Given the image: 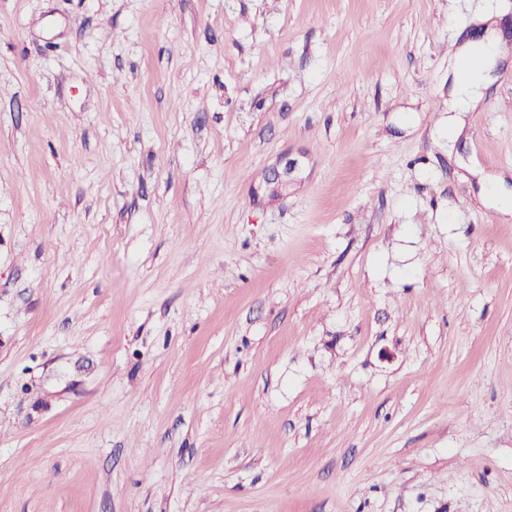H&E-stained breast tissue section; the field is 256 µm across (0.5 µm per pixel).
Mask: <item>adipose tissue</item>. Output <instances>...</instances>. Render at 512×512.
Instances as JSON below:
<instances>
[{
    "instance_id": "ef3b65f1",
    "label": "adipose tissue",
    "mask_w": 512,
    "mask_h": 512,
    "mask_svg": "<svg viewBox=\"0 0 512 512\" xmlns=\"http://www.w3.org/2000/svg\"><path fill=\"white\" fill-rule=\"evenodd\" d=\"M502 43L494 36L471 41L460 50V66L453 71L454 94L449 109L452 113L446 129L447 137L458 134L457 114L474 111L484 97L487 72L501 55Z\"/></svg>"
}]
</instances>
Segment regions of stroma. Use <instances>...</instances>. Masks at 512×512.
Segmentation results:
<instances>
[{
	"mask_svg": "<svg viewBox=\"0 0 512 512\" xmlns=\"http://www.w3.org/2000/svg\"><path fill=\"white\" fill-rule=\"evenodd\" d=\"M0 512H512V0H0ZM501 47L502 42L492 35L462 46L458 66L453 71L454 94L449 112H473L477 108L487 88L486 72L501 56ZM465 63L469 66L464 67Z\"/></svg>",
	"mask_w": 512,
	"mask_h": 512,
	"instance_id": "35a3bbf8",
	"label": "stroma"
}]
</instances>
